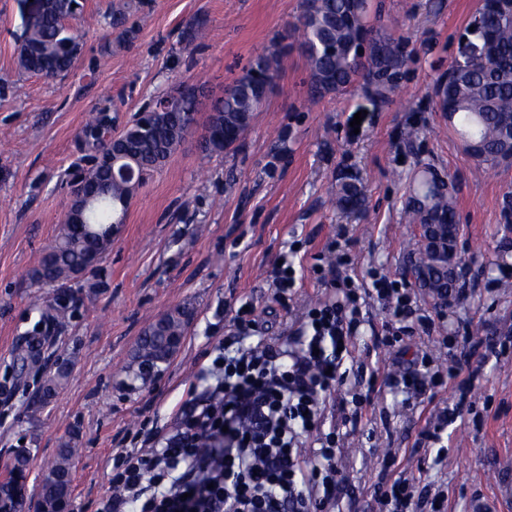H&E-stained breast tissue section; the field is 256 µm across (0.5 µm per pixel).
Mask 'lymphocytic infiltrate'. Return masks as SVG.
<instances>
[{
  "mask_svg": "<svg viewBox=\"0 0 512 512\" xmlns=\"http://www.w3.org/2000/svg\"><path fill=\"white\" fill-rule=\"evenodd\" d=\"M348 264L336 253L316 267L332 293L288 335H263L253 311H237L203 367L204 388L190 390L171 425L140 427L113 455L97 512H335L343 455L336 431L320 423L327 394L346 380L343 350L363 319ZM370 279L388 315L378 345L397 351L416 333H431L434 322L409 287L376 270ZM455 374L425 354L416 367L398 366L389 382L418 398ZM311 434L313 448L303 443ZM372 496L385 512L413 503L445 512L443 492L420 493L407 479L374 485Z\"/></svg>",
  "mask_w": 512,
  "mask_h": 512,
  "instance_id": "1",
  "label": "lymphocytic infiltrate"
}]
</instances>
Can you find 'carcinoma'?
I'll use <instances>...</instances> for the list:
<instances>
[{
    "label": "carcinoma",
    "instance_id": "1",
    "mask_svg": "<svg viewBox=\"0 0 512 512\" xmlns=\"http://www.w3.org/2000/svg\"><path fill=\"white\" fill-rule=\"evenodd\" d=\"M134 0H112L102 17L89 16L87 25L120 31L129 41ZM82 0H20L22 35L17 65L24 72L46 78L68 75L80 51L83 31L67 24L83 14ZM481 21H472L471 36L482 48L479 57L452 65L445 101L438 111L451 114L450 124L461 142L476 140L480 149L476 174L482 165L512 161V15L504 18L492 0L477 10ZM381 16L370 13L369 0H301L295 31L298 48L309 73V97L346 93L365 87L372 99L385 101L393 94L406 66L400 41L377 26ZM207 19H192L181 33V49L195 50L207 36ZM280 51L256 55L233 81L224 86L208 116L201 141L202 152L212 156L239 144L256 113L268 100L265 87L276 85ZM198 86L181 83L156 97L174 100V106H147L117 133L112 130V98L96 104L76 138L82 153L67 174L71 204L58 237L31 273L39 288H63L72 279L92 274L112 245L114 221L124 218L135 190L180 149L197 125L200 109ZM122 154L123 165L136 170L134 180L112 174V153ZM339 210L358 213L366 206L362 185L346 174L332 199ZM405 213L411 224L457 223L453 187L428 170L413 190ZM411 263L426 268L436 288L448 286L445 273L431 253L416 245ZM186 312L175 308L162 314L138 338L133 362L158 368L173 356L164 341L184 335ZM69 318V306L51 305L44 323L59 328ZM79 449H60L41 484V497L50 508L59 507L70 494L72 467Z\"/></svg>",
    "mask_w": 512,
    "mask_h": 512
}]
</instances>
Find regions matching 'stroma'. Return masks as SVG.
Returning <instances> with one entry per match:
<instances>
[{
	"label": "stroma",
	"instance_id": "stroma-1",
	"mask_svg": "<svg viewBox=\"0 0 512 512\" xmlns=\"http://www.w3.org/2000/svg\"><path fill=\"white\" fill-rule=\"evenodd\" d=\"M301 0H141L128 42L86 29L73 70L47 79L16 64L19 0H0V471L27 454L28 487L39 486L60 448H79L70 499L74 512H96L109 491L112 454L141 423H166L202 387L200 368L246 302L270 334L297 323L327 291L313 271L325 246L341 240L349 272L368 282L371 267L406 281L416 231L405 206L409 180L432 168L455 186L463 226L460 266L464 296L438 308L418 294L436 333L483 340L471 350L451 345L458 372L435 399L406 400L386 376L395 356L374 347L384 310L373 301L345 360L350 375L325 410V427H338L347 479L336 512H378L371 497L381 478L420 477L440 486L447 512H474L494 500L493 474L512 461V356L494 357L489 344L512 337V226L500 222L502 194L512 188V164L474 177L433 89L448 71L479 0H384L389 33L408 56L392 101L354 90L310 102L308 72L292 49ZM209 20L206 47L181 51L187 21ZM281 47L277 86L257 113L240 147L216 156L201 152L199 134L186 138L166 166L140 187L96 273L70 281L71 312L52 339L39 337L42 314L58 289L29 279L47 243L60 232L70 206L61 184L80 151L76 134L103 97L117 105V125L186 82L201 84L199 120H206L225 83L256 55ZM365 117L359 129L351 122ZM419 127L415 141L405 128ZM354 172L367 208L347 216L330 202L340 171ZM297 270L291 311L273 303L271 272L284 255ZM192 316L182 345L155 376L128 371L141 333L165 311ZM61 376L56 393L39 396ZM472 380V404L442 433L447 460L419 472L432 444L439 408L454 406L456 386ZM372 403L357 426L343 424L352 389ZM495 501V500H494Z\"/></svg>",
	"mask_w": 512,
	"mask_h": 512
}]
</instances>
